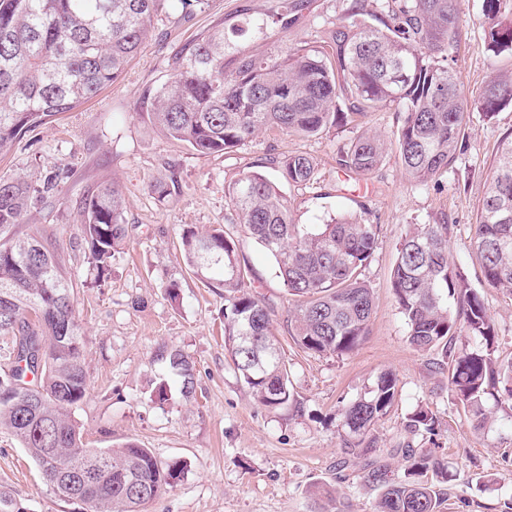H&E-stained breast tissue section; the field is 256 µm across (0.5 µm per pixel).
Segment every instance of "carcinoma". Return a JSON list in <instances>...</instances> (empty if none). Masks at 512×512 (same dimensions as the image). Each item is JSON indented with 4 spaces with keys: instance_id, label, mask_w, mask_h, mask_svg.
<instances>
[{
    "instance_id": "obj_1",
    "label": "carcinoma",
    "mask_w": 512,
    "mask_h": 512,
    "mask_svg": "<svg viewBox=\"0 0 512 512\" xmlns=\"http://www.w3.org/2000/svg\"><path fill=\"white\" fill-rule=\"evenodd\" d=\"M504 0H483L490 46L512 50V20ZM160 0H0V158L23 132L47 125L116 82L147 38ZM462 0H391L378 24L366 0H352L350 21L336 26L319 50L273 59L260 53L224 58V24L175 48L169 78L146 112L168 138L204 153H225L259 132L275 129L311 137L330 125L358 121L377 106L401 113L393 133L401 165L419 183L447 172L466 152L471 112L491 119L512 106V70L499 71L474 102L461 92L454 69ZM344 94L348 111L335 112ZM386 139L361 134L340 148L338 165L369 174L381 163ZM280 178L306 184L314 161L303 154L280 161ZM31 175L0 176V335L11 337L0 369V429L8 430L53 493L84 512H143L174 486L187 465L162 463L134 442L88 448L72 409L87 395L86 340L80 333L74 286L52 237L43 230L17 234L30 198ZM234 223L274 259L295 305L288 333L315 354L353 352L374 311L361 278L378 225L340 217L303 229L294 223L278 187L258 172L229 187ZM84 234L98 274L108 270L125 238L123 200L114 186L83 202ZM512 134L500 144L477 213L471 248L485 282L512 295ZM448 224H415L398 248L391 287L416 351L439 350V369L480 429L492 398L512 410V360L497 354L494 319L463 269L448 262ZM240 243L214 228L182 235L183 257L205 282L224 289V349L240 379L262 405L293 400L288 370L271 330L270 311L246 288L249 269ZM464 336L475 346L457 349ZM182 390L194 387V365L178 349L164 350ZM398 395L390 372L342 409L343 425L363 444ZM435 417L417 406L407 427L434 432ZM403 477L374 468L366 482L381 488L376 512H439L436 485L452 474L437 448L404 456Z\"/></svg>"
}]
</instances>
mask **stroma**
I'll list each match as a JSON object with an SVG mask.
<instances>
[{
    "instance_id": "35a3bbf8",
    "label": "stroma",
    "mask_w": 512,
    "mask_h": 512,
    "mask_svg": "<svg viewBox=\"0 0 512 512\" xmlns=\"http://www.w3.org/2000/svg\"><path fill=\"white\" fill-rule=\"evenodd\" d=\"M284 0H209L184 17L177 0H162L152 35L122 78L56 122L27 132L0 159V175L34 171L57 179L52 193L33 191L19 232L57 234L62 263L75 288L79 324L87 341L89 390L74 408L89 447L135 441L157 460L186 461L188 470L146 512H320L318 492H331L335 512H374L379 492L362 476L383 466L387 480L404 472L401 448H441L453 481L442 485L440 512H512V410L486 403L488 420L475 429L436 352H418L395 300L391 277L399 241L413 224H450L449 259L463 267L482 296L498 331L502 359L512 358V296L489 286L467 246L495 153L512 133V107L493 119L474 114L468 149L448 173L419 184L404 173L395 150L366 177L342 171L338 150L364 131L384 136L399 114L382 106L359 124L333 126L312 138L276 130L224 154H202L156 132L142 102L168 79L172 48L216 23L224 25V54L262 52L281 58L299 48L317 50L328 32L348 17L351 0H311L294 25L281 21ZM483 0H463L455 51L460 88L479 97L490 77L512 68V53H494L485 34ZM247 33H237L241 20ZM304 154L316 164L313 181L281 184L295 223L323 224L356 214L379 227L363 279L375 308L362 344L345 355L299 348L287 329L292 300L269 254L247 241L226 191L242 173L277 180L279 161ZM121 190L126 237L112 267L98 276L84 240L81 205L103 187ZM168 187L159 196L158 187ZM223 228L242 240L240 259L251 269L250 289L272 310L293 401L283 408L257 402L224 349V298L183 262L184 229ZM180 299L171 302L169 286ZM181 349L195 366V390L180 392L162 347ZM397 379L398 397L374 426L364 450L347 452L342 407L375 385L381 372ZM167 382L169 399L152 391ZM426 405L436 417L434 434L411 432L408 415ZM24 512H82L55 496L23 448L0 429V485Z\"/></svg>"
}]
</instances>
